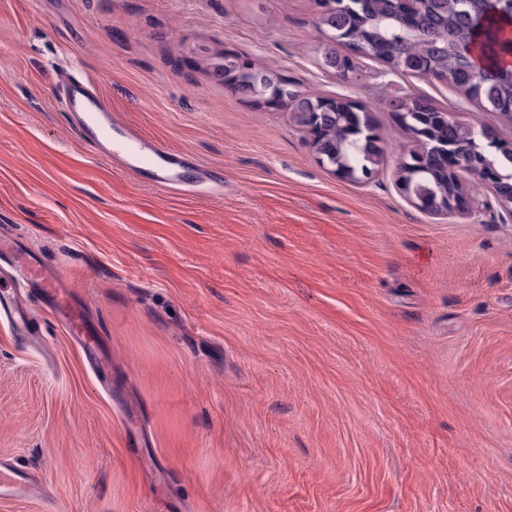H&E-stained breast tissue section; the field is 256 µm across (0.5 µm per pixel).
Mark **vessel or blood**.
Returning a JSON list of instances; mask_svg holds the SVG:
<instances>
[{
	"label": "vessel or blood",
	"instance_id": "b4317fda",
	"mask_svg": "<svg viewBox=\"0 0 512 512\" xmlns=\"http://www.w3.org/2000/svg\"><path fill=\"white\" fill-rule=\"evenodd\" d=\"M60 96L74 125L107 158L135 171H148L177 190L183 184L177 156L160 149L138 131L120 123L91 81L65 76ZM0 255L9 258L8 271L0 272V323L30 346H39L41 337L34 324L29 292H37L43 308L83 353L97 380H105L110 366L88 313L71 288L54 270L47 268L26 248L8 237L0 238ZM44 496L40 477L14 459L0 458V503L38 500Z\"/></svg>",
	"mask_w": 512,
	"mask_h": 512
}]
</instances>
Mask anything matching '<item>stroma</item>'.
<instances>
[{"instance_id":"35a3bbf8","label":"stroma","mask_w":512,"mask_h":512,"mask_svg":"<svg viewBox=\"0 0 512 512\" xmlns=\"http://www.w3.org/2000/svg\"><path fill=\"white\" fill-rule=\"evenodd\" d=\"M321 13L0 0V234L65 274L112 359L107 396L47 313V358L0 328V455L57 512H512V203L468 175L471 213L413 206L389 101L511 143L512 117L374 58L337 77ZM228 55L369 107L373 178L332 174L286 105L231 92ZM65 71L223 187L174 193L96 152Z\"/></svg>"}]
</instances>
